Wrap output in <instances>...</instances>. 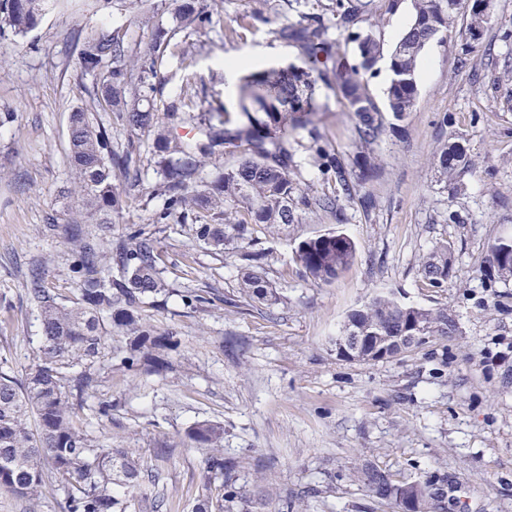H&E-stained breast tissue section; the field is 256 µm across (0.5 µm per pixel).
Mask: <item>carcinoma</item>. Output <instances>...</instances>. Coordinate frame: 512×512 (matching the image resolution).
Here are the masks:
<instances>
[{"label": "carcinoma", "instance_id": "1", "mask_svg": "<svg viewBox=\"0 0 512 512\" xmlns=\"http://www.w3.org/2000/svg\"><path fill=\"white\" fill-rule=\"evenodd\" d=\"M53 0H0V31L25 35L39 23ZM180 22L200 29L212 23L207 0H172ZM375 0H302L304 9L297 19L284 21L274 29L278 38L296 45L311 68L290 66L246 70L239 78L240 115L224 118L217 124L203 122L196 137L183 140L156 127L155 109L145 90V78L156 76L158 53L165 51L179 63L187 53L171 42L169 31L159 25L152 29V43L143 54L130 48L117 31L93 30L77 38L79 56L88 71H100L98 100L113 112L122 114L133 130L154 132L158 164L166 169L156 190L166 196L167 208L156 223L165 221L169 212L213 211L224 217L225 224H297L302 210L341 212L334 192L309 194L298 182L297 147L306 146L327 180L336 182L347 197L369 181L374 162L365 150L382 134L384 115L370 97L361 73L369 72L388 57L391 79L386 95L389 111L400 121L412 111L417 97L418 58L425 46L439 33L448 30L457 10L448 8V0H414V17L393 46L383 54V46L373 32L355 35L359 62L349 64L335 55L326 12L336 17V28L350 30L360 15L373 9ZM471 29L484 27L485 12L491 0H470ZM270 18L260 9L239 17V28H253ZM334 61L331 70L316 67L320 55ZM336 89L356 118L360 147L358 170L343 164L335 150L320 133L315 118L320 109L318 84ZM305 129L307 143L292 138ZM237 155L239 160L223 168L197 193L188 191L189 183L205 159L217 153ZM68 166L75 183L74 202L68 208L74 227L70 245L75 255L77 297L63 304L36 278L30 299L39 309V346L32 364L17 378L0 365V491L22 498L41 493L45 478L67 487L66 512H116L120 502L112 492L114 476L123 478L127 492L141 485L145 475L133 453L127 448H101L73 424L75 407L83 405L89 388L97 382L95 365L104 357L106 332L103 319L129 336L123 362L130 370L150 366L157 374L170 367L165 352L172 347L169 336H156L140 323L139 312L147 296L168 293L161 276L154 240L143 229H136L116 246V253H103L84 234L81 225L106 224L120 198L112 186V173L129 172L130 156L109 149L105 131L95 129L84 109L70 114ZM437 166L445 185L453 186L467 166L462 146L444 147ZM244 209L237 218L236 207ZM196 237L216 249H223L232 237L224 224H200ZM493 266L498 276L512 279V242L498 240L492 247ZM354 243L345 234L330 230L301 242L296 259L308 277L328 283L351 262ZM244 259L254 263L243 273L240 293L248 299L272 304L277 292L265 280L257 254ZM452 250L448 243L436 246L423 257L421 273L434 288L448 282ZM117 275H112V268ZM454 319L444 307L426 308L399 301L393 294L374 297L368 304L348 315L342 336L387 337L421 336L414 347L437 344L455 330ZM190 441L209 449L207 469L224 478L223 501L226 512L243 499L236 487L234 460L224 457L221 442L224 427L210 421L194 425L187 433ZM356 480L380 501L407 512H448V475L436 471L426 479L397 483L384 470L366 463L355 471Z\"/></svg>", "mask_w": 512, "mask_h": 512}]
</instances>
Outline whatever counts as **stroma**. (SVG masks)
<instances>
[{
  "label": "stroma",
  "mask_w": 512,
  "mask_h": 512,
  "mask_svg": "<svg viewBox=\"0 0 512 512\" xmlns=\"http://www.w3.org/2000/svg\"><path fill=\"white\" fill-rule=\"evenodd\" d=\"M156 23L186 48L190 67L159 59L151 100L157 124L174 135L196 134L190 115L219 107L236 113L225 90L224 59L268 53L272 67L305 66L296 46L282 47L271 25L242 30L238 18L259 8L295 19V0H218L212 23L180 27L170 0H154ZM413 0L391 14L363 17L358 30L376 29L392 48L411 22ZM470 21L428 43L418 63V95L403 120L387 119L371 147L375 177L360 198L340 199L343 221L303 211L296 224L249 225L232 247L199 241L207 211L173 212L155 194L161 176L151 134L131 130L97 103L96 76L86 72L73 40L77 31L107 28L147 51L152 30L137 19L132 0H57L23 37L0 38V362L22 373L39 344L38 310L28 296L32 272L59 302L77 296L70 220L65 210L72 108L106 130L113 152L131 153L141 180L116 173L121 207L108 228L88 225L101 249L130 228L152 236L170 296L147 298L140 314L155 333L172 336V367L155 375L130 372L127 339L113 330L111 357L98 364V383L76 418L100 446L131 449L143 468H160L127 512H195L222 502L223 479L208 473V451L187 430L201 421L224 427V454L237 462L244 512H393L354 478L370 462L398 483L441 468L462 485L464 512H512V281L498 278L491 246L512 239V0H492L480 40L462 36ZM188 99L187 110L167 111ZM320 132L346 164L357 156L355 118L334 91H320ZM470 160L456 188H444L435 165L447 144ZM371 205H363V197ZM339 230L355 244L352 263L329 283L307 277L295 258L299 243ZM450 243L448 284L433 288L420 271L423 256ZM264 255L276 305L239 294L242 252ZM404 303L447 307L456 329L443 342L447 366L434 374L415 349L383 361L347 360L336 338L350 310L376 295ZM111 404V416L99 413ZM58 483L29 502L0 491V512H65Z\"/></svg>",
  "instance_id": "1"
}]
</instances>
